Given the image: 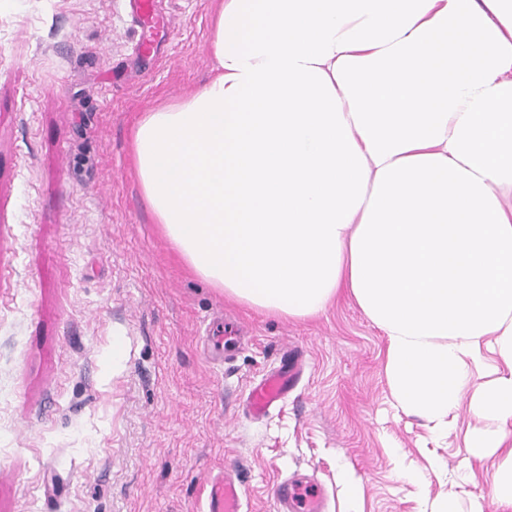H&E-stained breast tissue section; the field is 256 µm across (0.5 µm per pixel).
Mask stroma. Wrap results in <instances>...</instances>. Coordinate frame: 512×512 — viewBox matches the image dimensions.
I'll use <instances>...</instances> for the list:
<instances>
[{"instance_id": "obj_1", "label": "stroma", "mask_w": 512, "mask_h": 512, "mask_svg": "<svg viewBox=\"0 0 512 512\" xmlns=\"http://www.w3.org/2000/svg\"><path fill=\"white\" fill-rule=\"evenodd\" d=\"M213 0H0V512H246L285 480L326 512H484L492 460L394 409L349 297L294 320L220 295L163 237L131 159L143 114L212 74ZM123 351L113 356L112 341ZM304 370L261 419L250 389ZM400 446L393 455L392 446ZM243 493L240 487L228 477H224V493L220 497L216 496L211 510L213 512H243L242 510Z\"/></svg>"}]
</instances>
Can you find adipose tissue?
I'll return each instance as SVG.
<instances>
[{
	"instance_id": "1",
	"label": "adipose tissue",
	"mask_w": 512,
	"mask_h": 512,
	"mask_svg": "<svg viewBox=\"0 0 512 512\" xmlns=\"http://www.w3.org/2000/svg\"><path fill=\"white\" fill-rule=\"evenodd\" d=\"M213 74L143 114L189 267L291 319L353 297L395 406L500 459L512 512V0H216Z\"/></svg>"
}]
</instances>
